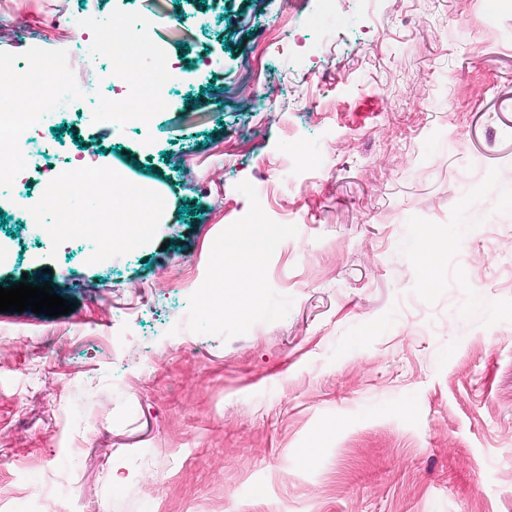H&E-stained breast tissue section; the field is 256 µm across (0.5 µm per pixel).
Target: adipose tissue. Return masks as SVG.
Listing matches in <instances>:
<instances>
[{"label":"adipose tissue","mask_w":512,"mask_h":512,"mask_svg":"<svg viewBox=\"0 0 512 512\" xmlns=\"http://www.w3.org/2000/svg\"><path fill=\"white\" fill-rule=\"evenodd\" d=\"M56 193L67 207L89 215L91 223L105 235L111 234L112 223L118 218L134 237H142L151 226L159 203L150 187L129 185L117 179L98 182L89 188L62 182L57 184ZM106 196L112 199V209L104 214L95 202ZM266 236V227L258 224L250 239L225 241L212 269L211 286L216 296L243 317L251 312L249 298L257 295L263 286V252L258 243Z\"/></svg>","instance_id":"1"}]
</instances>
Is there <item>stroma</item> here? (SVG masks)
I'll list each match as a JSON object with an SVG mask.
<instances>
[{"label": "stroma", "mask_w": 512, "mask_h": 512, "mask_svg": "<svg viewBox=\"0 0 512 512\" xmlns=\"http://www.w3.org/2000/svg\"><path fill=\"white\" fill-rule=\"evenodd\" d=\"M155 2L69 22L75 0H0L1 63L66 62L133 14L184 75L149 125L103 131L78 101L47 138L61 166L96 136L95 167L153 187L150 238L89 259L0 193V286L76 305L0 313V504L29 512L40 485L50 512H512V0L489 27L484 0ZM258 223L251 317L204 310L225 239ZM427 232L448 242L430 289Z\"/></svg>", "instance_id": "35a3bbf8"}]
</instances>
